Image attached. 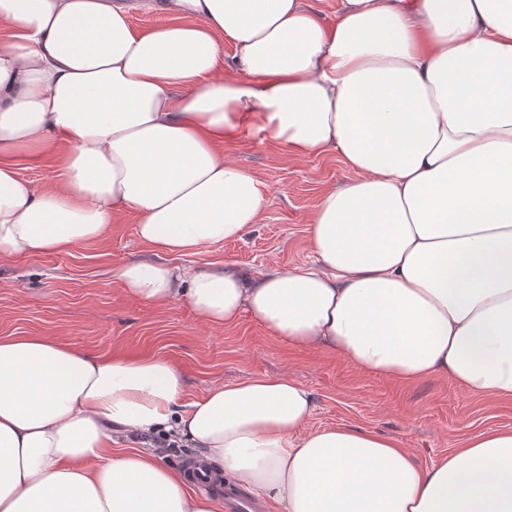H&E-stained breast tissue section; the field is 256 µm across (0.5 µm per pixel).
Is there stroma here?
<instances>
[{"instance_id": "35a3bbf8", "label": "stroma", "mask_w": 512, "mask_h": 512, "mask_svg": "<svg viewBox=\"0 0 512 512\" xmlns=\"http://www.w3.org/2000/svg\"><path fill=\"white\" fill-rule=\"evenodd\" d=\"M223 149L270 186L259 222L242 239L196 255H170L167 263L194 270L230 262L257 273L312 262L308 217L325 190L349 178L343 160L291 155L251 127L225 139ZM130 258L154 261L158 255L140 243L129 216L113 225L105 244L0 261V336L48 335L102 356H162L183 371L193 398L217 382L284 374L312 392L311 427L376 430L399 439L424 467L468 435L512 429V400L475 398L449 379L403 386L336 354L292 347L247 317L228 329H210L183 300L144 306L112 275Z\"/></svg>"}]
</instances>
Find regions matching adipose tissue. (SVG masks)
Here are the masks:
<instances>
[{"label":"adipose tissue","mask_w":512,"mask_h":512,"mask_svg":"<svg viewBox=\"0 0 512 512\" xmlns=\"http://www.w3.org/2000/svg\"><path fill=\"white\" fill-rule=\"evenodd\" d=\"M161 8L172 23L139 32L122 0H0V260L106 243L128 216L162 255L241 238L269 186L221 145L251 126L351 173L308 217L313 265L131 259L124 292L511 400L512 0H338L331 24L307 0ZM48 156L52 186L19 178ZM315 409L283 376L191 400L160 356L0 337V512H223L155 450L113 449L116 431L188 442L276 512H512L511 429L424 468L395 437L310 428Z\"/></svg>","instance_id":"1"}]
</instances>
